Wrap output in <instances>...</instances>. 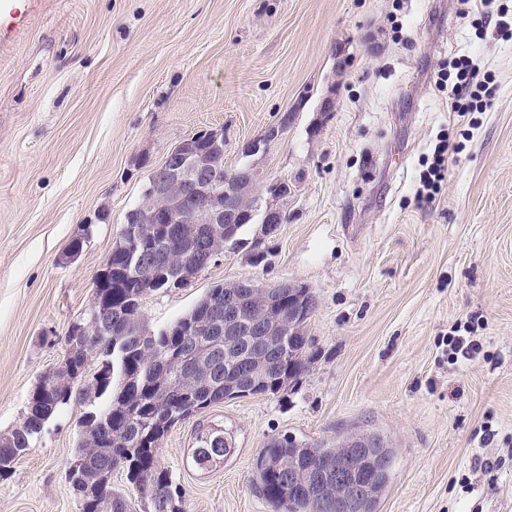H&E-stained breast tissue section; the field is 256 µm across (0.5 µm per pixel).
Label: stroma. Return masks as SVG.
Listing matches in <instances>:
<instances>
[{
	"label": "stroma",
	"mask_w": 512,
	"mask_h": 512,
	"mask_svg": "<svg viewBox=\"0 0 512 512\" xmlns=\"http://www.w3.org/2000/svg\"><path fill=\"white\" fill-rule=\"evenodd\" d=\"M17 6L25 22L0 33V432L62 362L151 172L215 129L225 171L253 164L288 181L289 221L261 263L249 258L256 219L187 286L148 295L145 326L169 328L218 284L293 280L317 300V359L279 394L227 399L170 430L159 457L185 512H275L253 482L267 441L354 431L396 450L378 512H512V41L476 37L456 0ZM463 54L496 83L473 127L433 82ZM286 114L278 140L245 155ZM443 128L464 148L420 205V159ZM453 334L477 350L449 358ZM85 410L46 422L0 478V512H80L67 469ZM213 428L234 451L197 469L191 450Z\"/></svg>",
	"instance_id": "stroma-1"
}]
</instances>
